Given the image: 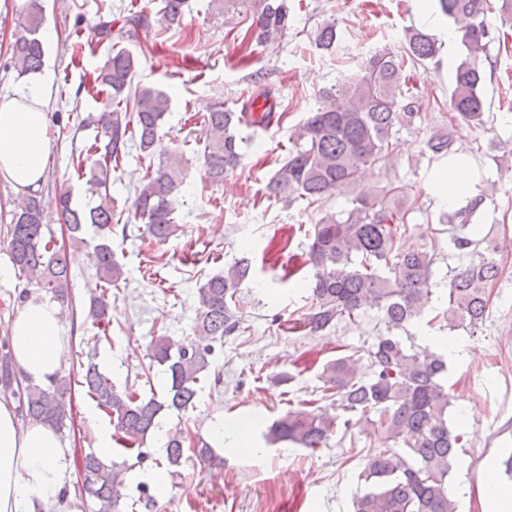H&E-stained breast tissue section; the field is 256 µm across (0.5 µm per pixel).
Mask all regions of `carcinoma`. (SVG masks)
<instances>
[{
	"instance_id": "1",
	"label": "carcinoma",
	"mask_w": 512,
	"mask_h": 512,
	"mask_svg": "<svg viewBox=\"0 0 512 512\" xmlns=\"http://www.w3.org/2000/svg\"><path fill=\"white\" fill-rule=\"evenodd\" d=\"M211 6L219 14L231 8L251 13L252 23L244 35L249 45L274 42L288 28L286 0H211ZM438 6L457 26L466 51L456 67L448 100L450 125L433 131L425 142L431 157L441 160L452 152L453 123L486 124L480 60L492 36L485 19L487 0H438ZM187 7L188 0H160L157 14L171 27L181 23ZM43 25L42 9L32 0L19 15L12 34L11 58L22 76L42 69ZM404 41L402 51L374 52L361 74L322 93L319 106L292 130L288 156L268 181L266 194L291 203L297 199L318 202L338 192H356L346 218L327 213L319 219L303 252V266L313 270L309 288L314 306L304 323L308 332L329 333L339 322L355 319L366 308L377 309L384 324V333L367 350L369 373H359L358 363L348 357L328 361L322 373L323 397L333 399L346 412L360 414L359 420L393 443L366 459L359 478L371 488L356 499L354 512H456L448 495V477L463 435L448 427L451 396L443 383L448 363L443 355L427 348L417 351L402 340L408 326L431 302L436 254L425 245L400 248L408 211L391 203L387 192L359 187L364 170L389 159L393 129L411 124L418 115L419 103L409 90L407 70L436 62L441 51L436 38L417 28L407 29ZM316 44L327 52L333 49L335 21L320 27ZM138 66L139 60L131 52L112 48L93 76V88L108 94L103 111L84 119L85 126L95 129L94 141L87 149L90 165L85 186L98 204L87 212L79 211L71 207L69 194L59 197L63 222L72 238H79L86 224L101 231L100 241L94 245L100 285L90 297L86 319L103 333L109 325V293L124 276L122 265L114 259L110 237L115 219L109 193L112 163L126 155L131 143L140 152L154 155L171 104L163 89L132 87ZM276 108L277 101L266 88L243 99L238 110L224 107L222 101L210 104L203 115V158L210 182H223L240 165L242 146L252 139L244 131L267 128ZM182 183L180 159L173 152L140 177L133 210L149 241L163 244L176 232L174 204ZM485 203L484 191L476 186L463 205L440 216L441 223L448 225L453 249L471 256L468 263L448 270V309L443 319L450 329L473 331L483 324L493 284L501 273L493 236L472 223ZM8 235L10 259L27 284L50 295L60 307L69 306L70 268L63 250L56 248L53 236L44 230L36 195L21 200L12 213ZM250 273L251 262L238 259L198 288V340H176L167 335L152 338L150 360L166 367L170 379L160 400L144 397L130 387L118 390L94 362L93 351L101 336L84 339L88 353L87 362L80 364L79 386L112 417L116 443L123 450H135L139 458L147 456L142 447L157 427L160 414L195 407L201 374L208 370L209 357L215 351L213 342L239 328L236 296ZM0 384L15 387L18 410L26 419L57 431L64 428L71 381L61 377L46 389L22 384L5 342L0 345ZM313 404L309 400L288 409L271 425L269 439L313 451L326 445L336 419ZM187 452L203 461L212 458L207 443H188L174 434L165 449L170 476L180 475ZM75 467L84 476L82 490L93 501L94 512H121L122 464L114 461L107 466L90 451L75 461Z\"/></svg>"
}]
</instances>
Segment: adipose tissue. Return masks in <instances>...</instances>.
I'll return each mask as SVG.
<instances>
[{
	"instance_id": "obj_1",
	"label": "adipose tissue",
	"mask_w": 512,
	"mask_h": 512,
	"mask_svg": "<svg viewBox=\"0 0 512 512\" xmlns=\"http://www.w3.org/2000/svg\"><path fill=\"white\" fill-rule=\"evenodd\" d=\"M36 82L14 95L0 96V177L16 192H36L45 180L52 149L47 97ZM478 166L463 151L437 178V197L458 204L470 191ZM12 362L20 378L46 387L58 377L68 343L56 302L33 295L21 303L7 330ZM71 450L49 425L22 420L10 391L0 389V512H83L75 495L60 498Z\"/></svg>"
}]
</instances>
